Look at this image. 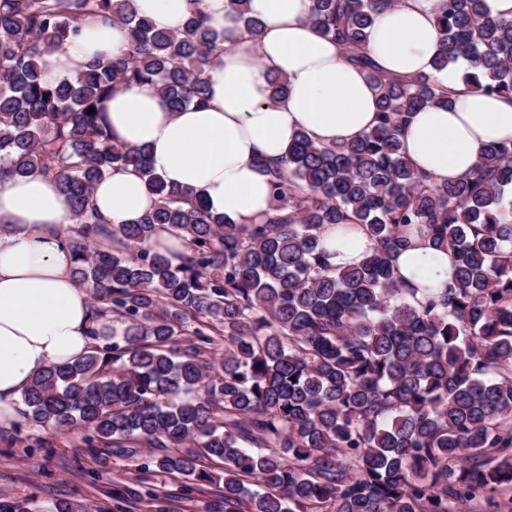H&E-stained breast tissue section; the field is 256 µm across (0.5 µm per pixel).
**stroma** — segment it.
Listing matches in <instances>:
<instances>
[{"label": "stroma", "instance_id": "1", "mask_svg": "<svg viewBox=\"0 0 512 512\" xmlns=\"http://www.w3.org/2000/svg\"><path fill=\"white\" fill-rule=\"evenodd\" d=\"M39 432L47 447H26L24 438ZM93 461L76 435L36 429L23 420L9 429L0 428V497H34L50 503L71 500L89 512H148L138 495L142 486L134 462L109 458L105 468L110 476L94 480L86 471Z\"/></svg>", "mask_w": 512, "mask_h": 512}]
</instances>
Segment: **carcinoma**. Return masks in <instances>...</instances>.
Here are the masks:
<instances>
[{
  "instance_id": "obj_1",
  "label": "carcinoma",
  "mask_w": 512,
  "mask_h": 512,
  "mask_svg": "<svg viewBox=\"0 0 512 512\" xmlns=\"http://www.w3.org/2000/svg\"><path fill=\"white\" fill-rule=\"evenodd\" d=\"M401 0H312L309 20L366 69L373 128L350 143L293 136L269 170L272 205L231 224L167 184L144 149L112 141L120 86L151 82L172 111L209 103L206 69L220 35L199 10L171 31L133 0H0V178H55L78 237L77 281L93 303L92 350L35 374L28 419L79 436L89 455L180 479L190 499L223 465L218 512H477L512 504V142L479 152L467 175L435 182L404 155L413 113L446 106L435 74L398 77L368 50L380 14ZM88 19L119 22L127 52L93 60L74 84L40 78L43 58ZM433 69L460 59L466 85L512 102V20L482 0H439ZM95 112L89 114V108ZM137 170L156 206L108 227L96 182ZM360 224L373 242L336 269L321 231ZM185 241L173 262L156 226ZM456 258L454 285L414 306L394 257L403 229ZM112 320L120 331L98 325ZM0 512H80L0 498Z\"/></svg>"
}]
</instances>
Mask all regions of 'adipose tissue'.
Returning a JSON list of instances; mask_svg holds the SVG:
<instances>
[{"label":"adipose tissue","instance_id":"1","mask_svg":"<svg viewBox=\"0 0 512 512\" xmlns=\"http://www.w3.org/2000/svg\"><path fill=\"white\" fill-rule=\"evenodd\" d=\"M437 4L403 0L379 16L370 50L383 71L431 72L442 47ZM135 7L172 30L200 9L223 33V49L208 68V107L174 112L153 84L127 86L109 104L112 138L147 149L166 182L202 196L227 221L264 219L271 205L267 169L281 161L293 134L345 143L375 124L376 90L336 43L308 23L311 0H248L250 16L262 23L255 34L239 20L233 0H135ZM128 45L126 27L86 22L45 57L42 77L76 82L86 63L112 60ZM273 75L287 78L285 98L272 99ZM438 78L455 89L452 105L413 114L401 140L416 171L444 182L469 173L483 146L512 139V103L466 90L455 67ZM91 201L112 226L138 223L155 198L137 171L116 166L98 181ZM72 226L54 178L33 172L0 181V426L20 421L17 401L39 370L73 362L93 344L89 292L78 283L65 244ZM407 237L395 257L403 286L421 300L453 285L451 254L420 233ZM321 239L336 268L359 264L372 247L358 224L324 228Z\"/></svg>","mask_w":512,"mask_h":512}]
</instances>
